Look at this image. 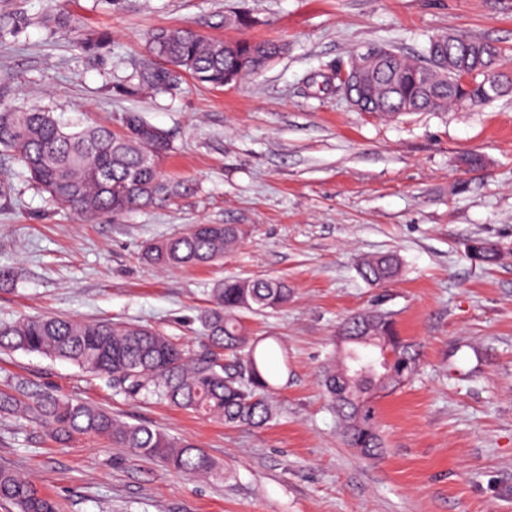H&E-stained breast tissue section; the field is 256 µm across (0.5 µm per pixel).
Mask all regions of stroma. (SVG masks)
I'll use <instances>...</instances> for the list:
<instances>
[{
  "mask_svg": "<svg viewBox=\"0 0 512 512\" xmlns=\"http://www.w3.org/2000/svg\"><path fill=\"white\" fill-rule=\"evenodd\" d=\"M106 32L100 55L40 17L56 6ZM244 27L227 24L233 13ZM18 30L0 36V94L64 117L119 127L138 112L168 132L171 202L85 222L52 205L0 153V321L56 315L153 327L198 350L194 322L228 277L287 280L286 308L247 313L257 337L288 351L264 427L223 422L156 399L128 398L78 366L0 351V391H49L195 442L217 464L199 479L108 441L61 442L32 417L0 413V468L31 477L59 512H512V91L479 106L383 118L356 111L326 77L353 53L419 55L457 32L496 45L512 74V0H0ZM189 26L208 37L276 40L285 52L224 88L185 80L157 95L115 93L148 58L147 34ZM477 154L478 168L463 165ZM195 224H238L239 246L206 267L160 269L150 242ZM495 263L473 260L475 239ZM392 252L382 288L362 257ZM380 305L419 345V376L377 403L384 440L367 459L340 438L318 384L339 323ZM400 270V259L393 253L366 258L359 266L361 277L370 285L378 287H382L398 277Z\"/></svg>",
  "mask_w": 512,
  "mask_h": 512,
  "instance_id": "1",
  "label": "stroma"
}]
</instances>
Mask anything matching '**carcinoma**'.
Segmentation results:
<instances>
[{
	"mask_svg": "<svg viewBox=\"0 0 512 512\" xmlns=\"http://www.w3.org/2000/svg\"><path fill=\"white\" fill-rule=\"evenodd\" d=\"M41 23L81 32L79 18L60 11ZM108 36L85 34L88 55L103 49ZM152 59L135 65L117 93L137 97L177 88L185 77L213 88L224 86V72L257 73L282 53L273 41L208 39L191 27L157 28L148 35ZM499 49L488 42L444 32L429 39L422 57L390 56L378 49L367 67L374 74L369 105L387 117L446 110L466 97L478 104L512 88L495 70ZM468 76L469 85L456 83ZM0 149L22 166L48 200L86 221L108 214L171 201L186 190L162 175L160 161L171 149L166 131L126 112L121 128L86 119H66L42 105L14 106L0 98ZM239 224H195L186 233L151 242L143 258L157 266H207L224 258L242 239ZM470 251L483 263L497 260L481 240ZM393 253L364 259L361 277L382 287L398 277ZM288 283L272 278H233L211 288L209 304L196 320L205 335L200 350L187 354L170 337L146 326L78 321L60 316L0 322V350H22L70 362L105 379L131 398L156 397L168 404L211 416L224 425L263 427L277 415L271 400L278 386L272 361L288 365L282 345L249 334L242 314L288 306ZM339 347L322 367L321 384L336 415L343 442L375 458L382 437L374 399L392 394L420 371L414 345L399 336L389 313L368 309L352 314L338 329ZM36 414L61 441L75 435L105 438L119 448L155 458L187 476H213V459L190 440L172 437L146 424H128L93 404L73 402L50 392L29 402L0 392V412ZM0 501L18 512H58L56 502L32 482L0 469Z\"/></svg>",
	"mask_w": 512,
	"mask_h": 512,
	"instance_id": "carcinoma-1",
	"label": "carcinoma"
}]
</instances>
